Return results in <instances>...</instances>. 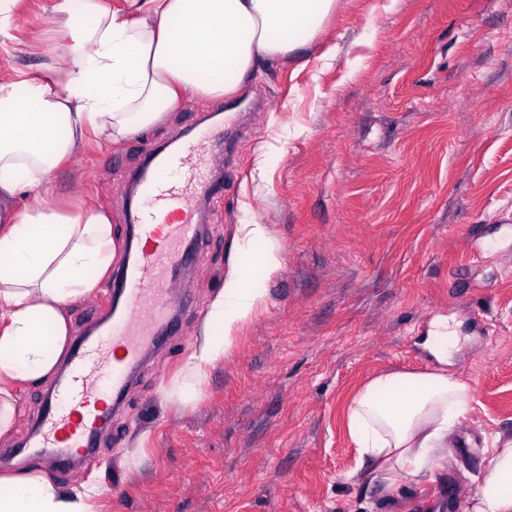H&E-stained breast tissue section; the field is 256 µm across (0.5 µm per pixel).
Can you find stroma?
Returning a JSON list of instances; mask_svg holds the SVG:
<instances>
[{"instance_id":"stroma-1","label":"stroma","mask_w":512,"mask_h":512,"mask_svg":"<svg viewBox=\"0 0 512 512\" xmlns=\"http://www.w3.org/2000/svg\"><path fill=\"white\" fill-rule=\"evenodd\" d=\"M231 112L243 132L212 157L224 195L181 279L190 303L99 433L97 464L80 473L26 449L43 387L22 385L0 475L97 485L96 512H426L447 484L467 496L491 436L512 435V0H336L301 61L184 103L141 138L88 142L46 197L95 195L126 258L128 174ZM246 224L266 226L274 273L263 243L243 245ZM233 270L263 303L182 402L180 370ZM109 287L71 308L72 329L102 325ZM438 319L460 338L449 371L474 387L457 429L470 450L450 448L419 484L353 478L345 403L378 372L434 368L423 341Z\"/></svg>"}]
</instances>
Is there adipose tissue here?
Masks as SVG:
<instances>
[{
    "instance_id": "adipose-tissue-1",
    "label": "adipose tissue",
    "mask_w": 512,
    "mask_h": 512,
    "mask_svg": "<svg viewBox=\"0 0 512 512\" xmlns=\"http://www.w3.org/2000/svg\"><path fill=\"white\" fill-rule=\"evenodd\" d=\"M127 18L66 0L44 18L67 37L20 79L0 81V203L31 194L0 217V438L17 415L18 384L57 369L68 311L109 271L118 245L111 216L92 197L71 210L38 191L90 139L119 144L162 123L192 98L236 92L263 65L298 57L323 31L336 0H145ZM264 289L231 271L212 299L184 367L182 392L198 393L205 367L223 360ZM463 376L438 369L385 371L347 407L348 433L367 467L362 479L418 483L439 467L469 411ZM458 512H512V437L494 438ZM96 486L67 491L37 473L0 476V512H95Z\"/></svg>"
}]
</instances>
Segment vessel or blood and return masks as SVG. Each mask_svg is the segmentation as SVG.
<instances>
[{"label":"vessel or blood","mask_w":512,"mask_h":512,"mask_svg":"<svg viewBox=\"0 0 512 512\" xmlns=\"http://www.w3.org/2000/svg\"><path fill=\"white\" fill-rule=\"evenodd\" d=\"M210 137L202 131L134 176L138 202L131 236L137 251L112 282L122 311L104 333L74 337L67 373L51 387L38 418L33 445L61 467L79 457L91 459L111 400L123 396L131 372L171 326L174 286L201 238L195 206L224 194L208 156Z\"/></svg>","instance_id":"obj_1"}]
</instances>
